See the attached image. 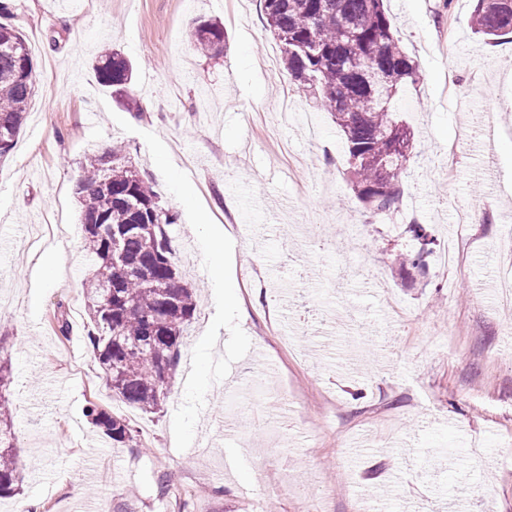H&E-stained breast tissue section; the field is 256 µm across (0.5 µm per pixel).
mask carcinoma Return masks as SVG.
Listing matches in <instances>:
<instances>
[{"mask_svg": "<svg viewBox=\"0 0 512 512\" xmlns=\"http://www.w3.org/2000/svg\"><path fill=\"white\" fill-rule=\"evenodd\" d=\"M387 0H261L270 33L283 46L281 66L296 89L311 93L341 133L357 197L375 214L400 201L401 176L420 151L401 119V95L420 80L417 61L402 46ZM474 33L512 36V0H477ZM224 25L204 20L194 28L203 53L224 48ZM99 83L138 102L129 91L132 68L118 52L100 51ZM35 92L34 64L23 35L0 23V157L16 143ZM84 247L92 276L85 282L91 329L87 339L106 385L122 403L143 413L166 399L179 345L196 310L193 289L172 259L167 227L177 215L162 206L140 173L125 163L123 147L87 157L78 185ZM413 250L395 258L424 274L435 241L429 228L410 224ZM12 369L0 360V499L17 490L15 434L6 394ZM87 417L112 445L136 439L122 415L95 403Z\"/></svg>", "mask_w": 512, "mask_h": 512, "instance_id": "obj_1", "label": "carcinoma"}]
</instances>
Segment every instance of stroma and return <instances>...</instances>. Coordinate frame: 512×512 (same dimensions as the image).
Masks as SVG:
<instances>
[{
  "mask_svg": "<svg viewBox=\"0 0 512 512\" xmlns=\"http://www.w3.org/2000/svg\"><path fill=\"white\" fill-rule=\"evenodd\" d=\"M35 95L0 160V332L20 492L0 512H512V42L469 26L474 0H389L420 81L403 115L421 154L397 208L356 197L343 143L318 101L289 86L259 0H12ZM223 22L222 54L197 52V20ZM104 47L134 65L127 110L102 87ZM126 147L129 163L179 216L175 262L197 292L160 411L113 397L87 345L77 183L88 154ZM455 151V170L445 158ZM480 211L458 267L426 274L408 211L437 248L457 206ZM325 225L313 243L310 223ZM360 232L343 248L340 227ZM224 231L216 256L215 229ZM60 251L54 279L41 273ZM65 311L68 335L52 317ZM271 364L268 398L298 400L271 435L252 391L227 392ZM141 434L112 446L89 402ZM243 452L240 470L226 455ZM407 233L415 241L416 246L412 251L402 252L395 258L401 268L410 267L421 274L426 273L427 257L431 254L435 241L429 228L423 224H409Z\"/></svg>",
  "mask_w": 512,
  "mask_h": 512,
  "instance_id": "1",
  "label": "stroma"
}]
</instances>
